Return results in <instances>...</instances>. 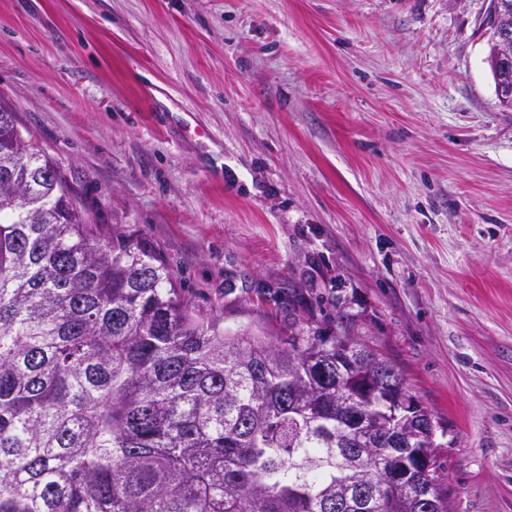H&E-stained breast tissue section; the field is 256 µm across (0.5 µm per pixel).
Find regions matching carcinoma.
I'll use <instances>...</instances> for the list:
<instances>
[{
  "mask_svg": "<svg viewBox=\"0 0 512 512\" xmlns=\"http://www.w3.org/2000/svg\"><path fill=\"white\" fill-rule=\"evenodd\" d=\"M181 291L0 103V512H448L442 444L381 442L388 360L229 333Z\"/></svg>",
  "mask_w": 512,
  "mask_h": 512,
  "instance_id": "carcinoma-1",
  "label": "carcinoma"
}]
</instances>
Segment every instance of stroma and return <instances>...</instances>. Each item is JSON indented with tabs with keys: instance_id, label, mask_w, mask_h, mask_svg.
Returning <instances> with one entry per match:
<instances>
[{
	"instance_id": "35a3bbf8",
	"label": "stroma",
	"mask_w": 512,
	"mask_h": 512,
	"mask_svg": "<svg viewBox=\"0 0 512 512\" xmlns=\"http://www.w3.org/2000/svg\"><path fill=\"white\" fill-rule=\"evenodd\" d=\"M490 0H0V102L230 331L348 328L512 512V111Z\"/></svg>"
}]
</instances>
